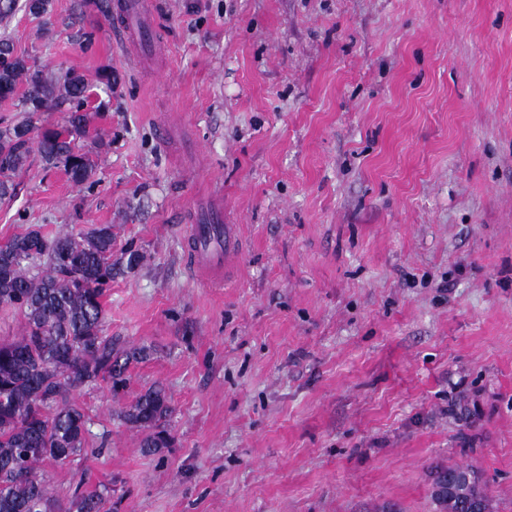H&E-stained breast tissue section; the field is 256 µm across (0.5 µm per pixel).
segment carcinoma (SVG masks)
Listing matches in <instances>:
<instances>
[{"instance_id": "1", "label": "carcinoma", "mask_w": 512, "mask_h": 512, "mask_svg": "<svg viewBox=\"0 0 512 512\" xmlns=\"http://www.w3.org/2000/svg\"><path fill=\"white\" fill-rule=\"evenodd\" d=\"M20 95L27 116L0 130V200L11 195L12 176L37 143L44 162L63 168L76 185L92 172L78 142L87 135L88 86L69 72L50 76L43 66L17 56L0 42V99ZM68 105L67 124L48 127L44 113ZM110 224L49 237L35 226L0 244V307L24 317L21 336L0 341V512H101V495L75 497L65 506L50 493L40 466L65 464L87 444L89 419L75 395L90 384L116 390L145 348H119L104 334L103 296L112 278L137 266L127 252L112 260ZM170 399L149 387L119 418L148 431L142 447H169ZM437 512H464V502L431 494Z\"/></svg>"}]
</instances>
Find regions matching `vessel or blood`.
Listing matches in <instances>:
<instances>
[{"mask_svg": "<svg viewBox=\"0 0 512 512\" xmlns=\"http://www.w3.org/2000/svg\"><path fill=\"white\" fill-rule=\"evenodd\" d=\"M148 6V0H137L132 8L124 2L120 4L121 29L128 42L140 43L150 35L149 27H136L131 23L132 17L145 16ZM188 250L192 271L204 278L215 279L240 259L243 246L237 225L225 223L224 210L218 207L208 214L194 217Z\"/></svg>", "mask_w": 512, "mask_h": 512, "instance_id": "1", "label": "vessel or blood"}]
</instances>
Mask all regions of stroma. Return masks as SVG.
I'll list each match as a JSON object with an SVG mask.
<instances>
[{"label": "stroma", "mask_w": 512, "mask_h": 512, "mask_svg": "<svg viewBox=\"0 0 512 512\" xmlns=\"http://www.w3.org/2000/svg\"><path fill=\"white\" fill-rule=\"evenodd\" d=\"M152 2L132 51L86 0L0 22L84 78L94 162L77 185L30 151L0 242L109 224L144 256L105 332L147 355L78 395L88 451L48 465L54 497L432 512V466L458 463L512 512V0ZM212 191L244 243L222 285L185 252ZM156 382L173 441L147 455L117 413Z\"/></svg>", "instance_id": "1"}]
</instances>
